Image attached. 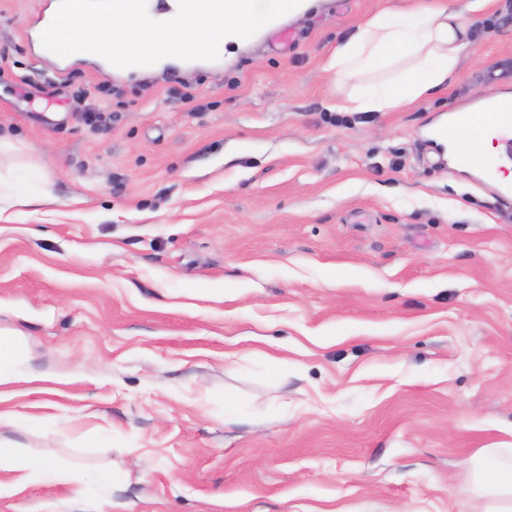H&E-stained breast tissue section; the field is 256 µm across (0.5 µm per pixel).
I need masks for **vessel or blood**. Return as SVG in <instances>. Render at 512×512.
Listing matches in <instances>:
<instances>
[{
    "label": "vessel or blood",
    "instance_id": "vessel-or-blood-1",
    "mask_svg": "<svg viewBox=\"0 0 512 512\" xmlns=\"http://www.w3.org/2000/svg\"><path fill=\"white\" fill-rule=\"evenodd\" d=\"M489 128L498 129L501 142L512 146V95L501 96L478 104L476 111L451 115L447 124L435 129L437 137H452L459 144L461 163L486 173L492 168L490 159L483 156L475 144Z\"/></svg>",
    "mask_w": 512,
    "mask_h": 512
}]
</instances>
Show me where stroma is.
I'll use <instances>...</instances> for the list:
<instances>
[{"label":"stroma","mask_w":512,"mask_h":512,"mask_svg":"<svg viewBox=\"0 0 512 512\" xmlns=\"http://www.w3.org/2000/svg\"><path fill=\"white\" fill-rule=\"evenodd\" d=\"M59 5L0 0V333L45 377L0 389V448L79 482L0 512H472L468 463L512 448V203L429 132L512 93V0L390 112L331 104L408 59L327 61L414 0H311L128 73L45 57Z\"/></svg>","instance_id":"stroma-1"}]
</instances>
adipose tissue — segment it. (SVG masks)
I'll return each instance as SVG.
<instances>
[{
  "instance_id": "obj_1",
  "label": "adipose tissue",
  "mask_w": 512,
  "mask_h": 512,
  "mask_svg": "<svg viewBox=\"0 0 512 512\" xmlns=\"http://www.w3.org/2000/svg\"><path fill=\"white\" fill-rule=\"evenodd\" d=\"M484 0H431L410 16L387 10L370 18L355 34L337 45L328 67L341 79L355 78L387 66L398 57L409 67L394 81L337 100L336 110L388 112L418 102L445 88L461 57L471 48L466 10ZM470 494L477 512H512V462L490 448L472 466Z\"/></svg>"
}]
</instances>
